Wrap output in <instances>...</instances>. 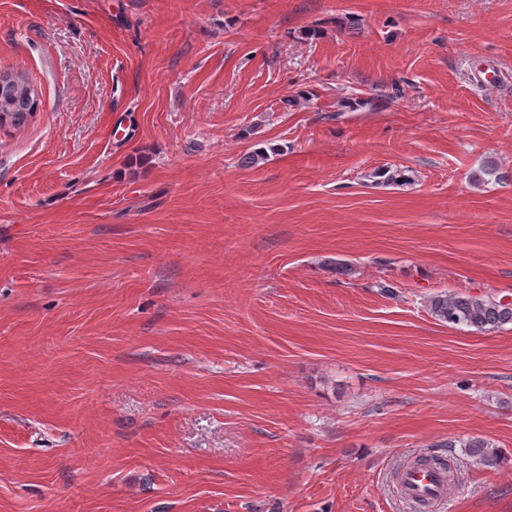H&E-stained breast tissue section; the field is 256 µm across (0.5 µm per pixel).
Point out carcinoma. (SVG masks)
Wrapping results in <instances>:
<instances>
[{"instance_id": "1", "label": "carcinoma", "mask_w": 512, "mask_h": 512, "mask_svg": "<svg viewBox=\"0 0 512 512\" xmlns=\"http://www.w3.org/2000/svg\"><path fill=\"white\" fill-rule=\"evenodd\" d=\"M12 115V126L20 128L26 124L32 108V95L23 83H9L0 89V111ZM431 316L442 323L463 325L479 331H496L512 324V303H505L490 297H477L463 292L443 293L428 301ZM468 454L486 468L500 467L506 457L489 443L472 438L463 443Z\"/></svg>"}]
</instances>
